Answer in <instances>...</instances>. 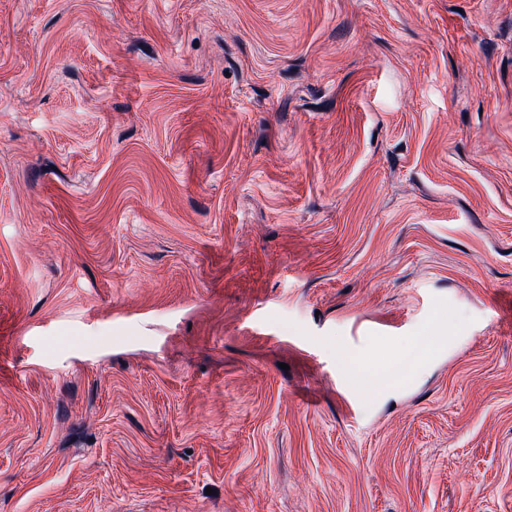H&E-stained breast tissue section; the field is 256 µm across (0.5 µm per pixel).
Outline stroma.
<instances>
[{"mask_svg": "<svg viewBox=\"0 0 512 512\" xmlns=\"http://www.w3.org/2000/svg\"><path fill=\"white\" fill-rule=\"evenodd\" d=\"M0 512H512V0H0Z\"/></svg>", "mask_w": 512, "mask_h": 512, "instance_id": "obj_1", "label": "stroma"}]
</instances>
